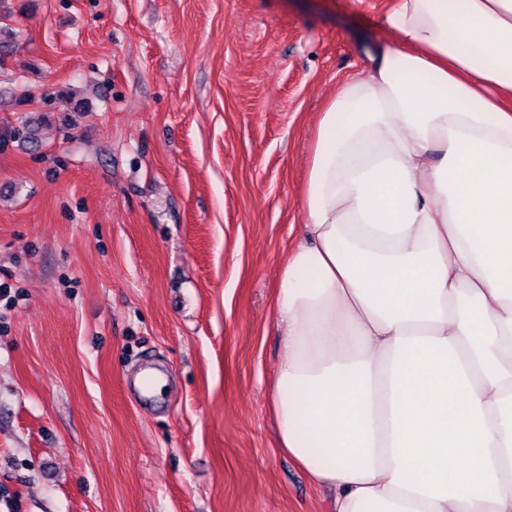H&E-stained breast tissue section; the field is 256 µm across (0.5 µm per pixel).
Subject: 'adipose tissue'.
<instances>
[{"label":"adipose tissue","instance_id":"1","mask_svg":"<svg viewBox=\"0 0 512 512\" xmlns=\"http://www.w3.org/2000/svg\"><path fill=\"white\" fill-rule=\"evenodd\" d=\"M317 119L277 444L331 512H512V0H397Z\"/></svg>","mask_w":512,"mask_h":512}]
</instances>
